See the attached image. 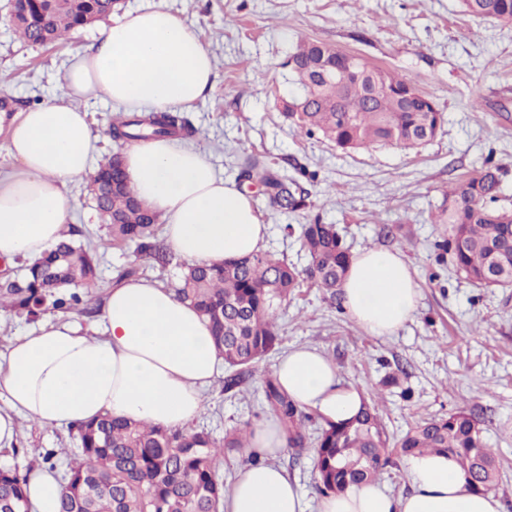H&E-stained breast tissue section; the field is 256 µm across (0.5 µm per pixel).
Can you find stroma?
Segmentation results:
<instances>
[{"instance_id":"35a3bbf8","label":"stroma","mask_w":512,"mask_h":512,"mask_svg":"<svg viewBox=\"0 0 512 512\" xmlns=\"http://www.w3.org/2000/svg\"><path fill=\"white\" fill-rule=\"evenodd\" d=\"M158 5L181 13L213 55L215 83L187 110L196 129L187 143L206 151L217 173L238 182L246 153L303 168L314 211L337 225L351 251L396 250L420 290L412 321L397 335L366 334L322 292L303 282L277 317L280 351L309 345L336 366L343 383L377 404L397 437L421 417L463 409L480 421L498 461L493 493L512 512V288H480L436 261L443 225L432 218L448 187L500 169V199L512 204V26L463 12L461 0H120V11ZM96 26L73 30L66 41L35 45L14 30L10 0H0V98L17 115L61 93L73 49L90 44ZM303 40L329 43L398 73L431 97L444 114L437 136L416 151L392 146L343 152L321 137L295 131L280 100L293 86L286 65ZM72 223L81 243L100 258L96 293H103L131 260L113 245L86 181L69 183ZM255 212L268 227L264 249L305 268L297 236L283 227L303 214L269 205L250 189ZM276 356L262 361L242 391L214 381L194 426L223 439L263 422V377ZM397 374L398 381L383 386ZM15 450L0 452V467L26 470L33 448L55 451L57 471L78 455L74 436L18 421Z\"/></svg>"}]
</instances>
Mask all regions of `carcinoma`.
Masks as SVG:
<instances>
[{"label":"carcinoma","instance_id":"carcinoma-1","mask_svg":"<svg viewBox=\"0 0 512 512\" xmlns=\"http://www.w3.org/2000/svg\"><path fill=\"white\" fill-rule=\"evenodd\" d=\"M118 5L119 0H16L12 20L20 38L51 44L107 17ZM463 7L474 17L512 25V0H463ZM288 62L292 84L306 105L300 112H285L286 117L297 131L319 135L343 151L374 145L413 150L434 139L444 123L435 101L410 82L358 56H342L331 44L302 41ZM192 133L190 120L181 112L119 114L112 122L117 144ZM240 176L262 184L263 195L280 210L295 213L310 207L305 182L316 179L314 172L300 169L290 175L275 162L246 154ZM88 185L112 242L131 249L135 257L118 270L116 280L139 276V260L170 264L157 235L161 217L132 194L120 150L89 173ZM499 191L500 168L486 166L450 188L433 219L446 225L435 247L457 273L486 288H512V207L498 204ZM285 231L298 233L309 258L306 268L259 251L230 262L187 267L172 288L208 322L224 355L226 393L248 383L256 365L279 344L278 310L302 281L312 282L331 300L340 295L352 253L336 225L316 216L296 227L287 224ZM78 234L76 227H69L53 249L26 265L22 277L0 278V307L34 318L47 311L94 314L96 254L75 240ZM262 391L267 411L286 430L295 455L313 449L315 487L323 495L374 481L395 451L408 458L426 452L450 454L467 477L480 460L487 466L482 483L468 480L467 487L486 492L496 484V455L478 419L464 410L420 419L392 444L373 403L348 421L323 422L311 433L310 413L276 379L263 378ZM75 432L81 458L63 475L60 512H220L224 482L217 475L216 458L226 448L246 447L247 434L243 430L217 441L204 430L174 431L109 418ZM27 478L28 473L16 468H0V512H28Z\"/></svg>","mask_w":512,"mask_h":512}]
</instances>
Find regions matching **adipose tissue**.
<instances>
[{
  "label": "adipose tissue",
  "instance_id": "1",
  "mask_svg": "<svg viewBox=\"0 0 512 512\" xmlns=\"http://www.w3.org/2000/svg\"><path fill=\"white\" fill-rule=\"evenodd\" d=\"M207 46L183 17L163 7L131 12L74 51L60 98L12 118L4 148L14 168L0 174V259L33 261L63 237L68 182L91 169L103 139L83 107L104 98L129 109L192 107L214 84ZM132 192L160 213L163 234L188 264H213L259 251L266 235L252 200L219 177L206 152L163 137L121 149ZM348 315L368 335H395L418 307L419 290L403 255L358 252L342 288ZM223 358L197 311L147 278L107 288L98 322L81 326L58 314L0 350V451L16 443V416L70 430L102 416L184 430L205 408L204 391ZM290 399L321 419L346 421L365 396L342 384L332 361L295 347L274 366ZM287 447L276 418L253 428L249 448L262 461L239 470L224 512H304L294 480L275 465ZM411 490L398 496L361 484L324 497L319 512H502L498 498L467 488L458 463L441 454L410 458ZM60 476L31 470V512H58Z\"/></svg>",
  "mask_w": 512,
  "mask_h": 512
}]
</instances>
